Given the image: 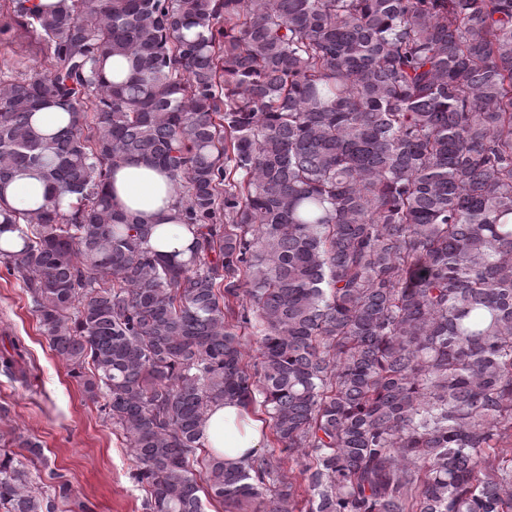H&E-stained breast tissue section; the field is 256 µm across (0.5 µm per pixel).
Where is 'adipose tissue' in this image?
<instances>
[{"label":"adipose tissue","instance_id":"adipose-tissue-1","mask_svg":"<svg viewBox=\"0 0 512 512\" xmlns=\"http://www.w3.org/2000/svg\"><path fill=\"white\" fill-rule=\"evenodd\" d=\"M175 188L167 173L143 162L119 166L112 180L114 208L154 225L151 248L175 260L190 256L192 237L172 218ZM263 422L238 401L211 406L202 427V441L211 453L232 464L247 462L264 441Z\"/></svg>","mask_w":512,"mask_h":512}]
</instances>
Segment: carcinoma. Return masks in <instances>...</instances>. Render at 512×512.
Listing matches in <instances>:
<instances>
[{
    "label": "carcinoma",
    "instance_id": "carcinoma-1",
    "mask_svg": "<svg viewBox=\"0 0 512 512\" xmlns=\"http://www.w3.org/2000/svg\"><path fill=\"white\" fill-rule=\"evenodd\" d=\"M6 2L46 67H0V265L148 512H512V0ZM129 161L168 173L188 260L113 209ZM21 171L41 205L4 197ZM226 399L268 427L245 465L204 450ZM17 447L0 509L56 512ZM65 116V112H61L58 108L51 107L37 112L32 118V122L39 127L44 134L51 135L66 125L67 119Z\"/></svg>",
    "mask_w": 512,
    "mask_h": 512
}]
</instances>
